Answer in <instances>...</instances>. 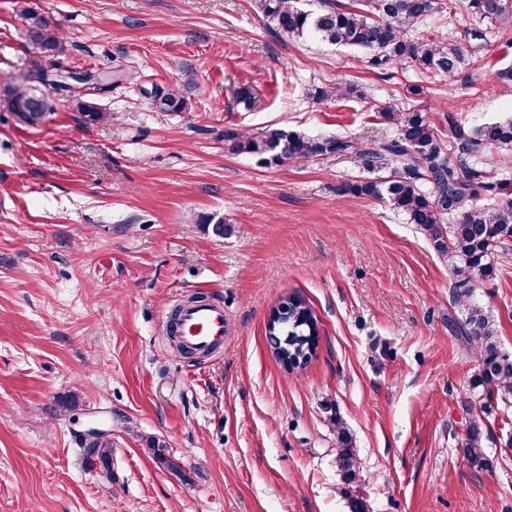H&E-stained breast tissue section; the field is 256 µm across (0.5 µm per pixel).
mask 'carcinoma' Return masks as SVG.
Listing matches in <instances>:
<instances>
[{"instance_id":"carcinoma-1","label":"carcinoma","mask_w":512,"mask_h":512,"mask_svg":"<svg viewBox=\"0 0 512 512\" xmlns=\"http://www.w3.org/2000/svg\"><path fill=\"white\" fill-rule=\"evenodd\" d=\"M301 0H254L256 10L269 27L286 38H316L332 45L362 50L373 69L389 70L412 63L424 72L448 77L471 67L481 68L475 52L486 43L487 34L508 36L512 47V0H353L345 8L315 13L300 6ZM468 10L477 25L465 31L470 44L466 50L456 42H438L418 35V28L435 11L456 14ZM27 39L36 54L33 69L4 88L9 111L23 122L35 125L52 105L40 86L48 76L42 59L62 49L59 28L36 13L28 16ZM92 82L110 87L133 80L127 72L108 68L58 74L52 85L68 92V103L87 124L102 122L110 113L73 91L71 82ZM356 93L350 84L338 82L317 91L320 99L345 100ZM159 112L187 109L183 96L172 89L152 93ZM380 116L396 127L395 136L360 154L370 169H388L390 175L369 181L343 182L336 187L340 197L370 196L387 203L391 210L415 224L433 243L454 276L453 303L458 308L461 335L477 347L478 371L470 381L474 402L467 409L464 455L471 465L487 464L485 430L493 416L492 401L512 407V353L500 348L496 323L475 297L473 281L495 275L493 251L512 237V120L486 123L472 133L458 134V142L444 149L438 144L434 126L424 113L392 99L378 104ZM227 151L257 157L265 162H308L327 154L357 149V144L340 137H311L298 131L267 126L255 132H224ZM432 187L429 193L422 183ZM267 341L275 359H288V370L305 366L315 352L318 319L305 300L288 298V310L279 323L266 327ZM339 448L337 466L350 480L355 479L358 461L352 439L336 426ZM157 460L171 470L178 463L165 455L166 444L149 441ZM84 465L112 477V438L98 437L91 445L79 444Z\"/></svg>"}]
</instances>
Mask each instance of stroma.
Wrapping results in <instances>:
<instances>
[{"label":"stroma","mask_w":512,"mask_h":512,"mask_svg":"<svg viewBox=\"0 0 512 512\" xmlns=\"http://www.w3.org/2000/svg\"><path fill=\"white\" fill-rule=\"evenodd\" d=\"M33 12L64 36L50 73L140 82L88 88L110 115L95 124L54 91L34 126L0 105V512H350L352 496L370 512H512V452L488 446L482 471L461 452L478 362L451 324L446 263L385 202L336 194L378 171L356 154L264 163L224 145L226 130L271 124L378 144L395 135L376 111L393 96L448 146V114L469 130L512 118V50L493 37L478 70L382 73L359 50L277 36L252 0H0V82L31 67ZM339 81L357 88L347 106L316 98ZM243 85L249 110L233 99ZM168 88L186 111L153 108ZM214 214L231 233L205 224ZM293 294L320 336L291 373L265 326ZM476 295L512 353V278ZM191 297L226 317L223 348L203 359L165 334ZM69 394L77 406L59 412ZM92 426L112 431V476L82 462L77 434ZM341 428L352 483L336 466ZM80 83L96 84L99 87H110L112 84H120L123 81L131 82L133 75L127 72L115 71L112 69H98L94 72L80 73ZM337 438L339 442V448H336L337 466L345 473L349 480H354L359 467L352 439L342 428L338 429Z\"/></svg>","instance_id":"stroma-1"}]
</instances>
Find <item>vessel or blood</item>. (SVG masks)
Wrapping results in <instances>:
<instances>
[{"instance_id": "obj_1", "label": "vessel or blood", "mask_w": 512, "mask_h": 512, "mask_svg": "<svg viewBox=\"0 0 512 512\" xmlns=\"http://www.w3.org/2000/svg\"><path fill=\"white\" fill-rule=\"evenodd\" d=\"M176 331L196 352L210 353L224 342V309L204 301L182 305Z\"/></svg>"}]
</instances>
